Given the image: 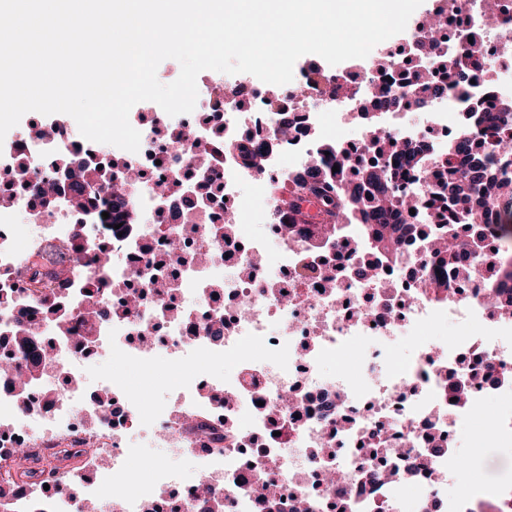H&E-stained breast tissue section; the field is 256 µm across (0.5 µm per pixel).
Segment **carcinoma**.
Segmentation results:
<instances>
[{
  "instance_id": "cac0c4a2",
  "label": "carcinoma",
  "mask_w": 512,
  "mask_h": 512,
  "mask_svg": "<svg viewBox=\"0 0 512 512\" xmlns=\"http://www.w3.org/2000/svg\"><path fill=\"white\" fill-rule=\"evenodd\" d=\"M438 62L450 75H462L468 68L479 69L474 51L466 45L448 49V45H434ZM414 59H399L400 88L405 94L425 103L442 93L435 85L422 54L413 53ZM461 102L462 134L458 141L448 145L447 151L437 155L431 148L407 151L409 170L420 174L428 171L430 162L438 163L447 180L435 192L431 206L434 213L427 214L419 224H405L400 216L411 209H418L416 198L397 191L404 172L392 163L400 150L397 143H390L377 135V120L372 112L371 101L378 98L374 89L361 101L360 112L371 117L369 127L373 136V158L351 167L349 155L340 146L329 144L325 150L334 157L338 171L321 165L315 158L303 171L288 178V198L282 200L288 210V223L304 224L310 235L325 242L341 232L346 224L366 223L371 231V259L362 265L365 275L379 259L410 245L431 242V255L436 259V269L447 268L453 273L468 276L473 273L471 257L478 243L471 230L485 223L489 207L496 209L499 220L500 240L512 237V98L498 101L496 111L486 112L483 99H471V85L456 86ZM239 154L247 161L258 164L265 153V144L248 140L238 146ZM64 164L74 166L71 204L77 209L87 208L85 187L102 182L121 195L129 184L124 179L113 184L112 167H99V163L72 151L60 158ZM83 227L74 229L69 249L59 255L58 261L73 267L96 264L102 268L111 265L110 253L103 247L90 252L85 246ZM484 274L500 280L499 289L487 295L488 304L496 309L512 307V253L503 249L489 261ZM50 271H35L31 281L43 284L40 298L42 318L63 329L66 313L58 308V297ZM0 309L15 317L18 334H0L1 344L18 345L16 364H0V375L9 378L18 395H23L29 381L46 368L51 361L50 353L36 345L39 326L28 322V316L15 311L14 299L0 294ZM19 493L18 485L0 481V507L9 509Z\"/></svg>"
}]
</instances>
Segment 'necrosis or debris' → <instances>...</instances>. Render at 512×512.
Instances as JSON below:
<instances>
[{"instance_id":"obj_1","label":"necrosis or debris","mask_w":512,"mask_h":512,"mask_svg":"<svg viewBox=\"0 0 512 512\" xmlns=\"http://www.w3.org/2000/svg\"><path fill=\"white\" fill-rule=\"evenodd\" d=\"M446 33L449 45L472 43L497 73L489 100L512 95V60L499 53L512 40V0L491 19L484 0H452ZM395 72L391 62L302 68L281 88L293 122L281 139L269 84L242 76L228 85L202 71L192 113L135 122L140 148L123 157L140 176L123 197L89 187L92 199L109 202L104 222L74 209L65 190L52 207L38 203L43 182H69L56 158L75 146L102 157L99 143L74 142L56 119L0 144V184L14 189L0 205V291L36 312L30 270L46 246L68 247L74 225H83L87 248L112 252L109 276L92 266L62 272L61 298L72 314L64 332L43 326L53 364L24 400L0 379V480L24 486L14 512H78L65 492L76 477L99 512H294L300 505L307 512H430L434 502L442 512H482L477 492L456 490L453 461L474 407L512 399V310H491L476 278L454 277L442 293L420 287L433 273L420 246L360 279L363 236L352 232L316 247L300 225L284 224L270 190L326 146L317 134L325 116L344 121ZM347 86L353 96H345ZM426 109L416 126L388 118L384 134L446 147L459 134L455 92ZM164 124L182 133L180 144L160 143ZM246 136L266 144L261 166L236 151ZM218 141L223 155L201 166L197 151ZM21 161L29 170L24 183L15 179ZM160 181L171 187L169 196H157ZM246 184L257 190L252 217L225 226L224 214L237 210ZM131 209L142 223L119 224ZM198 250L211 251L212 260H193ZM98 280L104 304L118 313L97 322L89 348L79 343V311L85 285ZM133 295L139 305L122 312ZM436 323L459 327L452 344L426 336ZM402 338L411 344L406 358L395 353ZM107 349L116 367L161 359L187 372L152 410L117 371L105 383L109 410L86 406L78 388L51 393L57 371L95 378L94 358ZM347 357L355 371L339 369ZM204 358L224 362V373L205 370ZM456 385L468 388L470 407L452 402ZM140 432L152 447L194 462L210 492L165 467L132 472L130 440ZM17 448L44 464L38 477L18 478Z\"/></svg>"}]
</instances>
